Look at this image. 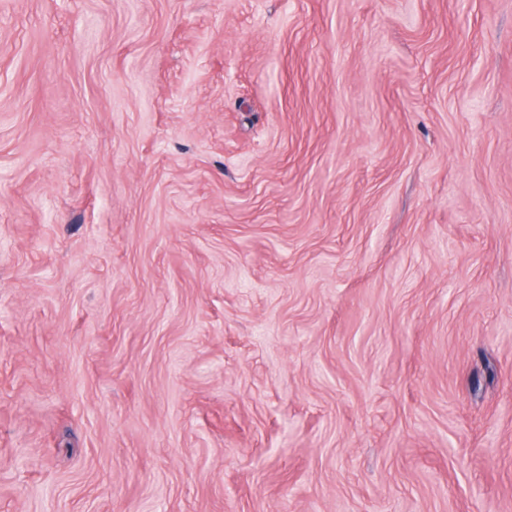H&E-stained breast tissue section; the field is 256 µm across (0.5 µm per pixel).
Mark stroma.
Returning <instances> with one entry per match:
<instances>
[{"instance_id":"35a3bbf8","label":"stroma","mask_w":512,"mask_h":512,"mask_svg":"<svg viewBox=\"0 0 512 512\" xmlns=\"http://www.w3.org/2000/svg\"><path fill=\"white\" fill-rule=\"evenodd\" d=\"M0 512H512V0H0Z\"/></svg>"}]
</instances>
